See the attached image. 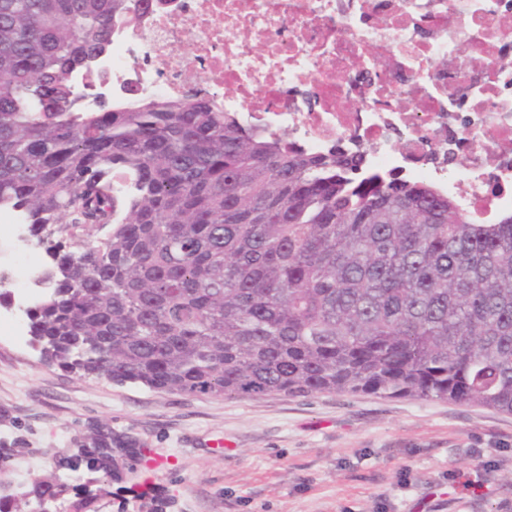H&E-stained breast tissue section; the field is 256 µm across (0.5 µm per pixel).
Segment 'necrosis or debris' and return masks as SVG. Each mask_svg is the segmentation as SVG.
Segmentation results:
<instances>
[{"mask_svg": "<svg viewBox=\"0 0 512 512\" xmlns=\"http://www.w3.org/2000/svg\"><path fill=\"white\" fill-rule=\"evenodd\" d=\"M512 0H150L117 22L81 105L212 99L312 154L512 212Z\"/></svg>", "mask_w": 512, "mask_h": 512, "instance_id": "4bbe7bcc", "label": "necrosis or debris"}]
</instances>
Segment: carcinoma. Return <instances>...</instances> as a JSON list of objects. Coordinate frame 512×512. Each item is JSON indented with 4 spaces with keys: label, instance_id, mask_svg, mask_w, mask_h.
Listing matches in <instances>:
<instances>
[{
    "label": "carcinoma",
    "instance_id": "obj_1",
    "mask_svg": "<svg viewBox=\"0 0 512 512\" xmlns=\"http://www.w3.org/2000/svg\"><path fill=\"white\" fill-rule=\"evenodd\" d=\"M146 2L0 0V206L54 260L28 309L41 357L192 395L365 392L512 414V213L479 224L425 183L357 180V159L306 153L205 98L79 111L66 74ZM117 171L134 176L127 195ZM87 441L56 467L135 472L131 439L100 426ZM69 490L42 479L0 512Z\"/></svg>",
    "mask_w": 512,
    "mask_h": 512
}]
</instances>
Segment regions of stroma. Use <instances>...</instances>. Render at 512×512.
I'll return each mask as SVG.
<instances>
[{
  "mask_svg": "<svg viewBox=\"0 0 512 512\" xmlns=\"http://www.w3.org/2000/svg\"><path fill=\"white\" fill-rule=\"evenodd\" d=\"M105 424L150 459L99 485L57 469ZM489 463L465 487L474 449ZM57 474L86 512H506L512 504V415L448 401L321 393L227 399L115 385L46 364L29 337L0 323V481L13 491Z\"/></svg>",
  "mask_w": 512,
  "mask_h": 512,
  "instance_id": "1",
  "label": "stroma"
}]
</instances>
